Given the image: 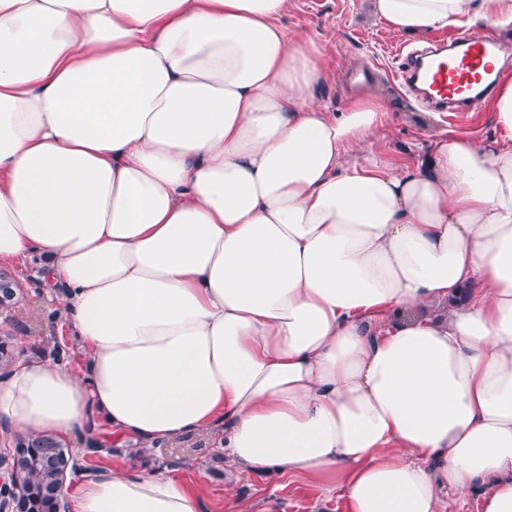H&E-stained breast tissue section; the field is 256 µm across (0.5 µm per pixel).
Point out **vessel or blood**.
<instances>
[{
    "label": "vessel or blood",
    "instance_id": "vessel-or-blood-1",
    "mask_svg": "<svg viewBox=\"0 0 512 512\" xmlns=\"http://www.w3.org/2000/svg\"><path fill=\"white\" fill-rule=\"evenodd\" d=\"M502 51L492 34L451 36L407 54L401 71L404 92L436 112H472L494 82Z\"/></svg>",
    "mask_w": 512,
    "mask_h": 512
}]
</instances>
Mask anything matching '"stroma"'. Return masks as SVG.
<instances>
[{
    "mask_svg": "<svg viewBox=\"0 0 512 512\" xmlns=\"http://www.w3.org/2000/svg\"><path fill=\"white\" fill-rule=\"evenodd\" d=\"M281 23L290 33L311 38L320 46L325 77L314 96L330 111H340L347 102L366 95L386 103L388 120L377 131L372 148L386 151L393 161L405 165L427 162L438 145L453 135L488 146L495 140L488 103L479 104L475 115L448 123L437 113L401 98L399 52L423 45L431 36L392 31L373 16L368 0H290ZM9 272L20 291L15 304L0 311V343L9 355L8 365L0 367V379L10 374L11 363L24 357L49 358L84 374L85 355L62 315L60 300L49 295L36 264L18 263ZM90 440L111 448L110 453L85 458V465L93 470L124 461L133 467L171 471L191 482L203 480L204 512H224V497L229 492L242 503L244 512H346L340 497L324 495L302 477L225 470L224 456L217 450L219 440L206 432L136 453L109 435L104 422L94 416L65 443L72 448Z\"/></svg>",
    "mask_w": 512,
    "mask_h": 512,
    "instance_id": "1",
    "label": "stroma"
}]
</instances>
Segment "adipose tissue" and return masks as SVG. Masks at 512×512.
<instances>
[{
    "label": "adipose tissue",
    "instance_id": "adipose-tissue-1",
    "mask_svg": "<svg viewBox=\"0 0 512 512\" xmlns=\"http://www.w3.org/2000/svg\"><path fill=\"white\" fill-rule=\"evenodd\" d=\"M288 0H0V264L39 258L85 374L23 361L0 421L143 445L220 436L347 512H512V76L498 138L429 169L346 162L384 122L317 101ZM394 32H512V0H373ZM449 304L445 315L434 310ZM72 512H203L166 471L79 481ZM481 496L478 491L466 495L443 493L437 504V512H480Z\"/></svg>",
    "mask_w": 512,
    "mask_h": 512
}]
</instances>
